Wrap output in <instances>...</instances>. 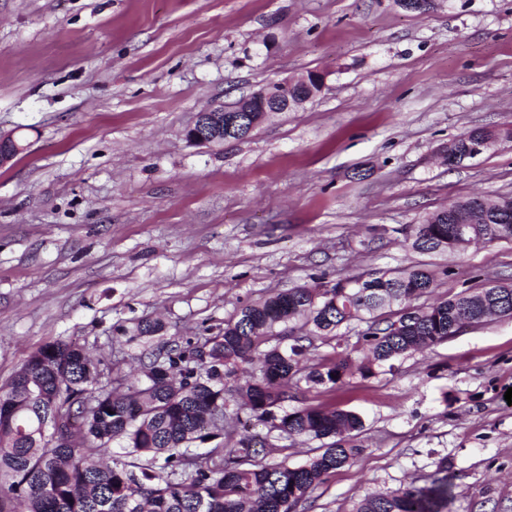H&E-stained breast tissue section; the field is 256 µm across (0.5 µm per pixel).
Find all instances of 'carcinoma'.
Returning a JSON list of instances; mask_svg holds the SVG:
<instances>
[{
	"instance_id": "obj_1",
	"label": "carcinoma",
	"mask_w": 512,
	"mask_h": 512,
	"mask_svg": "<svg viewBox=\"0 0 512 512\" xmlns=\"http://www.w3.org/2000/svg\"><path fill=\"white\" fill-rule=\"evenodd\" d=\"M322 87L321 75L310 71L282 100L292 108ZM485 138L512 142V126L460 134L449 143L448 166L472 159L473 145ZM478 200L451 201L407 225L404 245L421 254L461 252L459 224L468 225L467 244L512 241V196ZM441 273L448 271L416 263L249 302L194 342L166 341L145 353L148 362L134 380L83 347H38L0 386V406L15 412L12 424L0 426V512H295L360 453L362 420L321 402L290 409L296 396L288 387L318 396L457 335L467 318L479 324L512 313V284L420 302ZM353 325L367 347L362 360L343 350L311 361L314 340H334ZM164 331L150 320L126 329L148 340ZM231 404L280 439L321 441L318 453L297 466L265 460L259 434L231 425ZM208 441L216 445L187 454ZM450 489L445 475L429 487L367 494L352 512H448Z\"/></svg>"
}]
</instances>
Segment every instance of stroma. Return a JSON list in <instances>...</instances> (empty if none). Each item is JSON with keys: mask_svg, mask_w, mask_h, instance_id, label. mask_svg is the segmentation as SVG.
I'll return each instance as SVG.
<instances>
[{"mask_svg": "<svg viewBox=\"0 0 512 512\" xmlns=\"http://www.w3.org/2000/svg\"><path fill=\"white\" fill-rule=\"evenodd\" d=\"M308 71L322 91L248 139L187 143L198 112ZM512 125V0H0V383L44 343L115 370L121 333L182 342L315 279L425 262L436 296L512 282V242L405 250L449 201L512 194V142L448 168L460 133ZM512 319L468 328L395 369L322 394L363 446L297 512H350L428 486L449 512H512Z\"/></svg>", "mask_w": 512, "mask_h": 512, "instance_id": "obj_1", "label": "stroma"}]
</instances>
